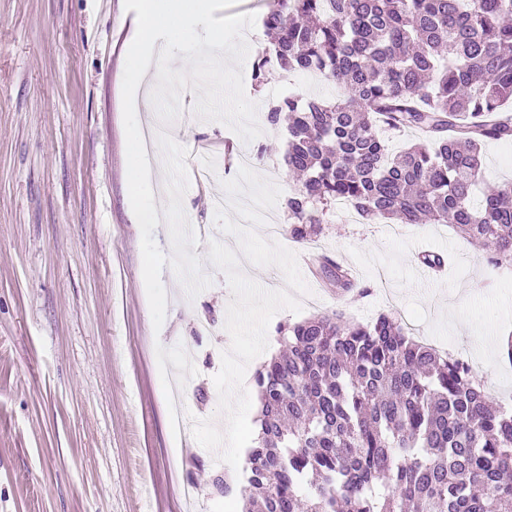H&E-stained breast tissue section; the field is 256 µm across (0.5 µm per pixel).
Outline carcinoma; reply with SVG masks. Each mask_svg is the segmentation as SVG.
Returning <instances> with one entry per match:
<instances>
[{"mask_svg": "<svg viewBox=\"0 0 512 512\" xmlns=\"http://www.w3.org/2000/svg\"><path fill=\"white\" fill-rule=\"evenodd\" d=\"M262 23L275 62L316 68L335 101L284 97L288 235L306 242L343 200L362 221L450 224L512 263V193L480 202L487 140L512 141V0H272ZM424 143L391 154L378 128ZM336 292L356 287L334 265ZM288 349L257 372L261 411L245 512H512V408L470 365L422 344L397 319L319 314L279 328Z\"/></svg>", "mask_w": 512, "mask_h": 512, "instance_id": "obj_1", "label": "carcinoma"}]
</instances>
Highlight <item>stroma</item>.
<instances>
[{
    "mask_svg": "<svg viewBox=\"0 0 512 512\" xmlns=\"http://www.w3.org/2000/svg\"><path fill=\"white\" fill-rule=\"evenodd\" d=\"M135 18L136 0H0V512H185L187 485L199 494L197 512H233L246 483L175 429L169 409L225 426L213 377L218 351L231 345L232 295L205 255L211 241L237 240L216 225L213 194L243 153L282 195L294 193L288 132L266 125L243 141L199 119L195 93L184 91L155 180L185 184L181 211L134 223L130 133L147 119L126 105ZM247 40L245 94L259 108L288 95H341L303 71L276 69L255 86L253 60L271 44L259 22ZM200 152L221 157L204 184L189 166ZM483 155L476 195L512 189V143H487ZM314 243L371 293H336L303 270L302 309L277 312L268 340L324 312L359 322L386 313L416 340L461 354L495 402L512 404L507 266L491 265L448 225L353 222L338 208ZM429 252L445 257L443 271L425 272ZM202 319L212 335H197ZM224 474L227 494L214 484Z\"/></svg>",
    "mask_w": 512,
    "mask_h": 512,
    "instance_id": "1",
    "label": "stroma"
}]
</instances>
